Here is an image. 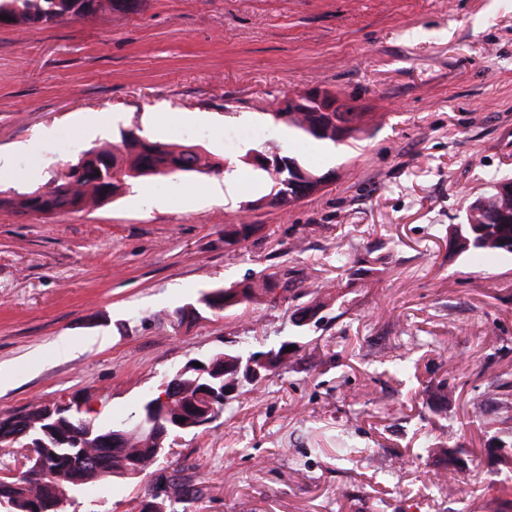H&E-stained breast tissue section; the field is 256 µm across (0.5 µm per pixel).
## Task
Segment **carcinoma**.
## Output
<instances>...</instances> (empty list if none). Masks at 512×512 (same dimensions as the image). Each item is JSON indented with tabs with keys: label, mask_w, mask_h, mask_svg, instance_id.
<instances>
[{
	"label": "carcinoma",
	"mask_w": 512,
	"mask_h": 512,
	"mask_svg": "<svg viewBox=\"0 0 512 512\" xmlns=\"http://www.w3.org/2000/svg\"><path fill=\"white\" fill-rule=\"evenodd\" d=\"M142 0H95L94 14L129 12L138 9ZM76 0H0V17L12 18L15 25L52 23L64 17H78ZM275 120L287 124L308 139L320 142H341L336 137V126L325 112H284L276 109ZM284 172L274 179L272 195H296L295 189L285 185V179L298 171L307 176L309 183L325 186L330 174H317L301 168L286 156L280 157ZM222 163L210 158L198 145H168L143 138L132 131L121 134L120 142L105 144L87 150L68 167V171L50 186L38 187L16 196L0 197V207L20 215L53 216L82 212L103 205L120 194L135 179L147 176H169L179 173L209 175L220 171ZM485 202L483 224L464 222L454 227L452 244L456 251L476 256L512 254V197L502 199L492 192L481 197ZM290 291L288 281L275 272L241 286L216 289L201 293L191 315L205 310H232L259 297ZM323 307L315 297L307 305L295 309L293 322L302 326ZM259 352L238 350L216 351L209 359L226 365L238 362L245 366ZM183 397L170 411L173 418L191 415L189 403L203 387L216 390L220 381L206 373L199 374L186 368L169 380ZM49 405L32 403L9 414L14 420L10 435L23 444H45L34 457H28L20 479L11 473L0 476V505L7 512H57L54 505L58 496L78 495L82 490L104 485L115 477L125 476L124 465L134 460L145 471H150L164 452L155 448L144 431L135 427L126 429V446H112V434L121 430L122 422L110 426L99 424L94 418L77 416L79 408L69 406L62 414L47 415ZM424 451L434 458L441 475L456 479L466 467L463 450L440 443H429ZM489 464L497 470L512 469V445L500 444L485 449ZM166 500L169 502L194 496L200 492L191 480L167 479Z\"/></svg>",
	"instance_id": "1"
}]
</instances>
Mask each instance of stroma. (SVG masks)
I'll return each mask as SVG.
<instances>
[{
  "label": "stroma",
  "instance_id": "35a3bbf8",
  "mask_svg": "<svg viewBox=\"0 0 512 512\" xmlns=\"http://www.w3.org/2000/svg\"><path fill=\"white\" fill-rule=\"evenodd\" d=\"M310 88L368 112L359 139L308 141L271 114ZM160 112L146 123L147 113ZM194 144L223 174L142 178L50 218L0 209V413L75 400L127 418L188 360L293 344L286 372L179 434L152 475L87 490L76 512H134L157 476L200 492L171 512H481L512 493L487 447L512 415L474 405L512 385V255L455 252L450 230L512 177V0H145L139 10L0 25V159L9 196L121 132ZM332 172L257 206L253 152ZM258 230L244 241L231 225ZM290 271L286 299L177 312L201 293ZM320 320L291 315L311 291ZM412 365L395 373L398 358ZM448 384V401L431 395ZM466 450L479 482L448 494L424 442Z\"/></svg>",
  "mask_w": 512,
  "mask_h": 512
}]
</instances>
